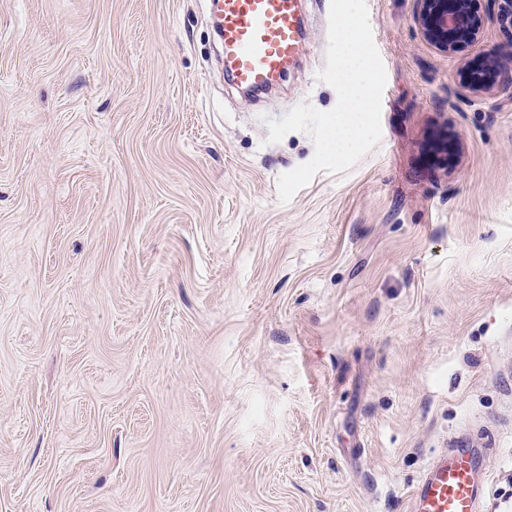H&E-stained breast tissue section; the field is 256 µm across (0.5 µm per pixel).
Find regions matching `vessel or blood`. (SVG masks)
<instances>
[{"instance_id": "b4317fda", "label": "vessel or blood", "mask_w": 512, "mask_h": 512, "mask_svg": "<svg viewBox=\"0 0 512 512\" xmlns=\"http://www.w3.org/2000/svg\"><path fill=\"white\" fill-rule=\"evenodd\" d=\"M230 82L247 93L278 85L301 51V0H209ZM482 460L459 447L432 460L410 492V512H479Z\"/></svg>"}]
</instances>
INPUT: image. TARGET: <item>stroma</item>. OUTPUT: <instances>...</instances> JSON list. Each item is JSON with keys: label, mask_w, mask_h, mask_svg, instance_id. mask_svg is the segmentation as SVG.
I'll list each match as a JSON object with an SVG mask.
<instances>
[{"label": "stroma", "mask_w": 512, "mask_h": 512, "mask_svg": "<svg viewBox=\"0 0 512 512\" xmlns=\"http://www.w3.org/2000/svg\"><path fill=\"white\" fill-rule=\"evenodd\" d=\"M367 4L380 142L284 204L330 0L258 98L207 0H0V512H409L462 444L512 512V101L458 85L512 27ZM485 2L481 14L478 2ZM416 20L423 36L440 50L453 55L462 43L480 38L485 20H508L511 0H417Z\"/></svg>", "instance_id": "stroma-1"}]
</instances>
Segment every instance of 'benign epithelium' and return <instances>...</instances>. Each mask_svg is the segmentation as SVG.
Returning a JSON list of instances; mask_svg holds the SVG:
<instances>
[{
  "label": "benign epithelium",
  "instance_id": "benign-epithelium-1",
  "mask_svg": "<svg viewBox=\"0 0 512 512\" xmlns=\"http://www.w3.org/2000/svg\"><path fill=\"white\" fill-rule=\"evenodd\" d=\"M485 2L479 10L478 2ZM419 9L416 20L423 36L440 50L453 55L462 43L480 38L485 20H508L512 12V0H417ZM493 71L482 81L464 82L466 89L475 95L506 93L512 98V82L498 78L501 49L496 47L485 54Z\"/></svg>",
  "mask_w": 512,
  "mask_h": 512
}]
</instances>
